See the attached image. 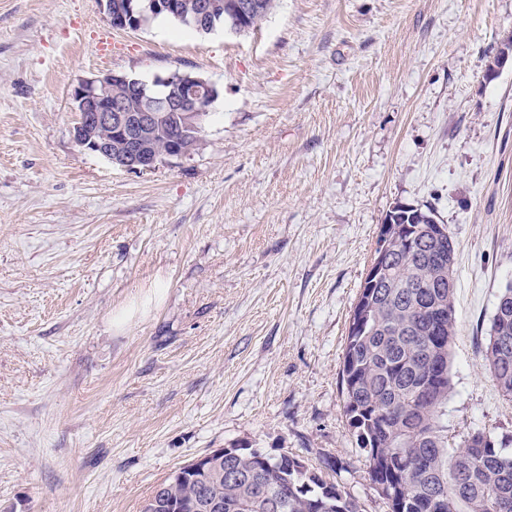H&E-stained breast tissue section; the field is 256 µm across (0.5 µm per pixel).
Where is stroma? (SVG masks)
<instances>
[{"mask_svg": "<svg viewBox=\"0 0 512 512\" xmlns=\"http://www.w3.org/2000/svg\"><path fill=\"white\" fill-rule=\"evenodd\" d=\"M510 34L512 0H276L256 29L207 35L0 0V512H141L237 444L390 512L341 370L399 202L456 245L448 441H512L482 367L512 282V60L486 72ZM175 70L219 91L192 155L138 174L76 144L83 80Z\"/></svg>", "mask_w": 512, "mask_h": 512, "instance_id": "obj_1", "label": "stroma"}]
</instances>
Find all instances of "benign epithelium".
Masks as SVG:
<instances>
[{"instance_id": "obj_1", "label": "benign epithelium", "mask_w": 512, "mask_h": 512, "mask_svg": "<svg viewBox=\"0 0 512 512\" xmlns=\"http://www.w3.org/2000/svg\"><path fill=\"white\" fill-rule=\"evenodd\" d=\"M113 28L136 31L143 26L146 15L168 13L182 20L189 18L199 30L212 29V21L224 15V0H194L186 8L179 0H99ZM125 88L139 102L134 110L126 102L112 96V89ZM212 100L215 85L201 76L189 74L173 78L157 76L147 82L112 72L83 81L74 88L71 100L78 121L72 128L75 142L89 153L98 155L113 166L127 171L146 172L155 169L163 160L149 151V132L163 112H177L182 117L193 146L200 142L204 106L200 93ZM120 142L121 151L112 152V140ZM214 450L194 459L186 468L192 479L203 482Z\"/></svg>"}]
</instances>
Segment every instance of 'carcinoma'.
<instances>
[{"instance_id":"cac0c4a2","label":"carcinoma","mask_w":512,"mask_h":512,"mask_svg":"<svg viewBox=\"0 0 512 512\" xmlns=\"http://www.w3.org/2000/svg\"><path fill=\"white\" fill-rule=\"evenodd\" d=\"M275 0H258L242 24L254 28ZM162 154L188 148L176 122L166 119L150 138ZM385 220L417 236L412 251H394L388 281L367 284L360 298L373 305L369 319L349 332L344 349L342 389L345 414L360 448L366 451L369 476L380 487L391 512H499L512 505V453L491 435L476 431L457 448L448 447L443 423L451 392L450 352L458 325L455 264L450 235L437 241L428 229L439 223L430 207L397 204ZM484 367L503 396L512 398V283L501 291ZM241 479H231L225 465H215L206 483L167 478L173 504L159 512H359L356 502L288 453L276 457L233 455ZM278 503L269 509L271 501Z\"/></svg>"}]
</instances>
